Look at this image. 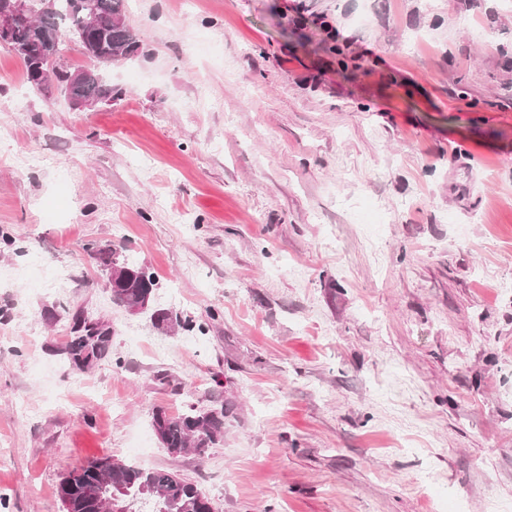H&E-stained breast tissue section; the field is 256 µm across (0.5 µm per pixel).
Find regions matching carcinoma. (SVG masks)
I'll list each match as a JSON object with an SVG mask.
<instances>
[{"mask_svg":"<svg viewBox=\"0 0 512 512\" xmlns=\"http://www.w3.org/2000/svg\"><path fill=\"white\" fill-rule=\"evenodd\" d=\"M127 0H91V8L80 7L79 0H56V9L34 17V24L18 31L27 45L29 55L20 56L30 86L47 92L55 81L38 72L31 57L59 54L62 35L66 34L79 44L96 40L102 51L115 56H138L140 39L137 32L123 22ZM104 92L103 81L92 80L68 88L66 95L96 97ZM104 268L117 264L131 269L134 278L125 286L113 288L117 304L134 308L141 304L143 293L155 292L158 281L146 268L131 264L109 245L97 249ZM83 317L77 316L72 326L73 336L67 345V358L71 370L77 373L87 367L76 363L94 342L79 330ZM153 427L163 448L173 456L192 448L201 452L212 448L224 437V408L189 410L172 415L164 409L153 414ZM108 467L97 473L91 460L70 471L59 483L58 498L62 512H104L107 500H112V512H134L133 505L141 501L153 503L152 512H200L201 490L177 474L164 469H145L130 461L110 460Z\"/></svg>","mask_w":512,"mask_h":512,"instance_id":"cac0c4a2","label":"carcinoma"}]
</instances>
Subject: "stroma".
Wrapping results in <instances>:
<instances>
[{"instance_id":"1","label":"stroma","mask_w":512,"mask_h":512,"mask_svg":"<svg viewBox=\"0 0 512 512\" xmlns=\"http://www.w3.org/2000/svg\"><path fill=\"white\" fill-rule=\"evenodd\" d=\"M126 20L142 52L82 112L0 48V512H61L106 456L215 512H512V0ZM106 244L206 333L115 305ZM78 314L113 335L74 385ZM217 404L218 445L161 447L155 409Z\"/></svg>"}]
</instances>
